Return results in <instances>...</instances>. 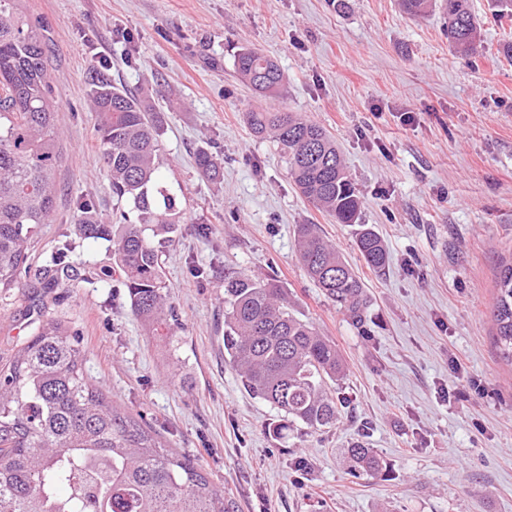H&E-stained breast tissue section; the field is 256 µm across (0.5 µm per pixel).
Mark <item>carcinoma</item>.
I'll return each mask as SVG.
<instances>
[{"label": "carcinoma", "instance_id": "1", "mask_svg": "<svg viewBox=\"0 0 512 512\" xmlns=\"http://www.w3.org/2000/svg\"><path fill=\"white\" fill-rule=\"evenodd\" d=\"M21 2L0 0V289L19 287L31 244L50 223L60 160L51 38ZM399 4L413 17L439 9L448 16L453 52L479 54L482 23L470 0ZM491 16L512 22V0H491ZM234 66L266 96L283 84L278 62L259 49L240 48ZM90 102L112 195L133 204L137 221L113 236L83 199L77 224L83 235L113 243L133 312L150 335L166 339L173 335V306L155 243L171 238L178 220L175 198L156 187L162 117L103 71L92 78ZM246 120L255 135L277 143L306 199L338 224H359L360 195L323 127L296 112L252 111ZM195 164L207 178H219L208 151H198ZM296 235L307 277L366 332L371 300L355 269L317 225L298 224ZM356 246L368 267L385 271L389 254L378 233L360 224ZM490 314L502 357L512 363V261L502 266ZM224 354L245 390L277 411L268 426L274 437L336 426L329 383L343 378V355L293 308L276 279L224 276ZM83 364L78 334L55 319L40 321L27 344L0 363V512H229L224 492L195 459L165 447L115 407L103 386L87 380ZM344 459L355 478L385 471L360 439L344 448Z\"/></svg>", "mask_w": 512, "mask_h": 512}]
</instances>
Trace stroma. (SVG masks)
Instances as JSON below:
<instances>
[{"label":"stroma","mask_w":512,"mask_h":512,"mask_svg":"<svg viewBox=\"0 0 512 512\" xmlns=\"http://www.w3.org/2000/svg\"><path fill=\"white\" fill-rule=\"evenodd\" d=\"M484 22L475 62L448 47L441 11L404 14L397 0H25L52 37L62 112L52 221L21 287L0 290V361L40 317L76 329L87 376L167 447L202 465L232 512H512V364L490 310L512 259V23ZM262 49L284 73L265 98L234 71ZM160 113L158 185L179 229L161 244L179 323L165 340L131 312L111 242L79 234L76 201L102 222L134 217L113 196L89 106L90 69ZM299 112L335 139L389 264L358 259L355 228L301 196L275 143L244 121ZM220 181L199 174V150ZM322 234L372 297L362 335L306 277L295 230ZM274 276L295 309L336 342L346 376L334 429L283 442L277 412L252 397L224 356V275ZM365 437L384 474L354 478L343 448Z\"/></svg>","instance_id":"obj_1"}]
</instances>
